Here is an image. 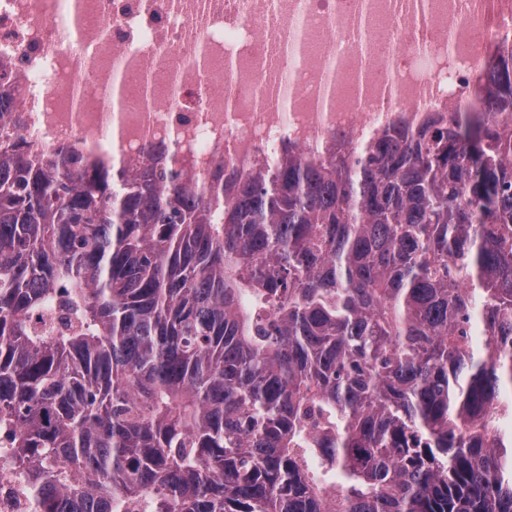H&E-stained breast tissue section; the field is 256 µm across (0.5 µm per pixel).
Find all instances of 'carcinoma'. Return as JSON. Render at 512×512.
Wrapping results in <instances>:
<instances>
[{
  "mask_svg": "<svg viewBox=\"0 0 512 512\" xmlns=\"http://www.w3.org/2000/svg\"><path fill=\"white\" fill-rule=\"evenodd\" d=\"M232 188L0 151V436L40 512H512V59Z\"/></svg>",
  "mask_w": 512,
  "mask_h": 512,
  "instance_id": "cac0c4a2",
  "label": "carcinoma"
}]
</instances>
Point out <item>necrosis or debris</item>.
Returning <instances> with one entry per match:
<instances>
[{"label": "necrosis or debris", "instance_id": "obj_1", "mask_svg": "<svg viewBox=\"0 0 512 512\" xmlns=\"http://www.w3.org/2000/svg\"><path fill=\"white\" fill-rule=\"evenodd\" d=\"M506 39L512 0H0V99L26 152L229 183L289 147L344 157L420 128L477 92ZM0 512H37L1 444Z\"/></svg>", "mask_w": 512, "mask_h": 512}]
</instances>
